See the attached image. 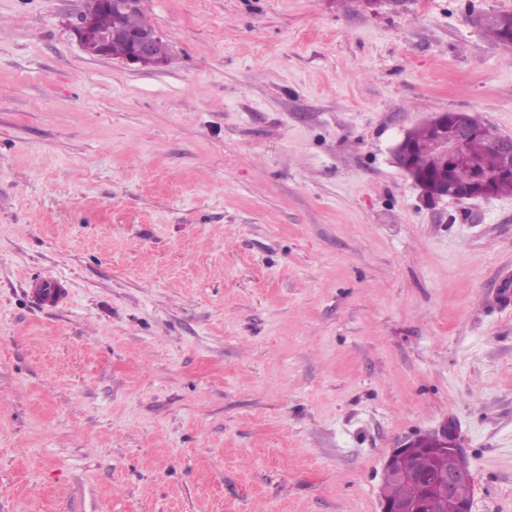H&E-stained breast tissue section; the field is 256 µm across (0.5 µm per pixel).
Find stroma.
Masks as SVG:
<instances>
[{
	"label": "stroma",
	"mask_w": 512,
	"mask_h": 512,
	"mask_svg": "<svg viewBox=\"0 0 512 512\" xmlns=\"http://www.w3.org/2000/svg\"><path fill=\"white\" fill-rule=\"evenodd\" d=\"M83 6L0 0V512H381L449 423L512 512V194L394 160L438 113L512 135L472 22L512 0H145L159 67ZM156 38V32L127 35L128 52L124 60L128 64L139 67H157L160 66V63L155 60V52L156 57L165 63L167 61L166 50L160 37L157 40ZM154 43L155 50H153Z\"/></svg>",
	"instance_id": "1"
}]
</instances>
